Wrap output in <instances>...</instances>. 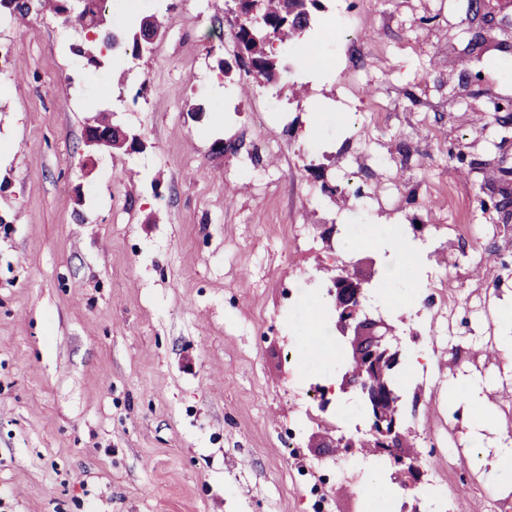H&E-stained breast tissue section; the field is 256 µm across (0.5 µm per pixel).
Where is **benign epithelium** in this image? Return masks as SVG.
<instances>
[{
    "instance_id": "1",
    "label": "benign epithelium",
    "mask_w": 512,
    "mask_h": 512,
    "mask_svg": "<svg viewBox=\"0 0 512 512\" xmlns=\"http://www.w3.org/2000/svg\"><path fill=\"white\" fill-rule=\"evenodd\" d=\"M471 14L477 16L476 25L484 39L504 24V18L497 11L487 8L484 0ZM84 142L97 152H110L112 148L122 146L134 151L141 146L138 138H129L110 123L88 126ZM487 212H494L501 220L511 222L512 191L503 192L496 199L495 208H489ZM368 283V278L344 268L341 274L332 278L328 287L337 315L338 330L348 340L353 356L362 364L360 375L344 374L341 389L357 392L369 402L373 409V422L369 429L372 441L377 444L378 451L387 455L400 468V472L407 475L409 482L415 484L421 480V472L408 462L406 449L399 446L404 419L389 411L387 404L393 398V393L384 381L386 370L400 363L401 350L388 336L391 329L382 320L371 317L363 307ZM369 374L372 375L370 380L367 379Z\"/></svg>"
}]
</instances>
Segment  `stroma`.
<instances>
[{
	"label": "stroma",
	"mask_w": 512,
	"mask_h": 512,
	"mask_svg": "<svg viewBox=\"0 0 512 512\" xmlns=\"http://www.w3.org/2000/svg\"><path fill=\"white\" fill-rule=\"evenodd\" d=\"M173 2L143 60L99 68L71 51L81 25L0 13V512H369L363 469L324 467L305 419L342 370L308 352L304 303L349 261H385L325 244L321 225L409 241L421 209L425 270L402 284L453 279L465 325L449 336L436 309L400 316L366 292L403 358L424 356L400 390L423 481L387 508L448 489L453 512H512V474L490 467L512 448V362L487 343L512 303V223L482 213V173L448 156L494 153L500 129L458 79L481 69L512 93V53L493 68L449 54L473 32L447 0H358L352 21L374 37L363 79L393 104L374 128L353 118L370 99L342 86L346 45L298 36L278 46V85L244 80L225 0ZM308 54L325 74L301 77ZM104 118L141 149L88 160L84 131ZM356 173L392 196L317 190ZM463 213L476 246L456 236ZM475 378L497 418L480 448L448 404Z\"/></svg>",
	"instance_id": "stroma-1"
}]
</instances>
